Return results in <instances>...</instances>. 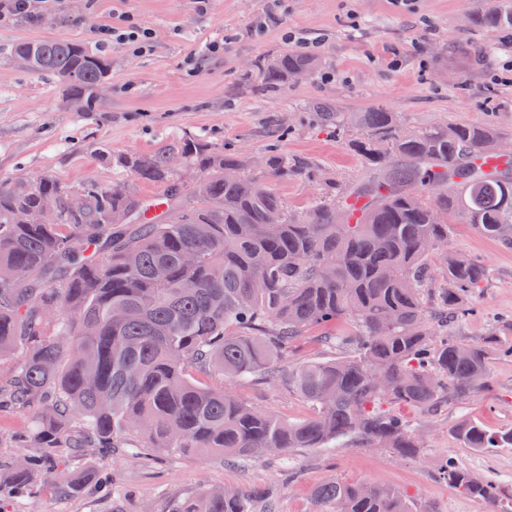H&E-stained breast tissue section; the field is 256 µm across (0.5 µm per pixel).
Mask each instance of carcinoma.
I'll use <instances>...</instances> for the list:
<instances>
[{
  "label": "carcinoma",
  "mask_w": 512,
  "mask_h": 512,
  "mask_svg": "<svg viewBox=\"0 0 512 512\" xmlns=\"http://www.w3.org/2000/svg\"><path fill=\"white\" fill-rule=\"evenodd\" d=\"M467 28L512 30V0H478ZM455 50L492 67L467 40ZM14 55L53 75L85 111L101 107L96 90L109 58L83 43L21 42ZM315 54L291 47L260 59L259 91L276 93L298 73H313ZM318 127L348 141L366 176L329 184L305 210L288 205L277 182L319 180V169L278 150L250 158L193 135L149 154L114 155L112 166L157 184L154 198L121 195L96 180L76 184L88 198L68 208L73 188L50 174L36 187L0 183V404L30 412L33 451L8 461L0 501L20 500L57 481L83 485L91 473L60 471L51 450L159 448L221 455L227 461L281 457L353 439L382 443L402 458L422 444L392 409L408 405L429 418L489 381V358H512V336L497 325L474 343L454 323L471 311V294L491 275L482 260L448 246L449 216L512 248V157L498 159L497 129L444 121L411 129L395 112H341L319 102ZM194 167L202 190L183 183L173 156ZM59 199L61 221L42 224V196ZM353 325L336 332V323ZM315 334L328 358L288 363L294 341ZM215 371L238 383L262 378L288 386L312 407L288 421L240 402L224 387H205L188 370ZM454 434L467 448H512V428L490 431L465 420ZM439 476L486 512L504 489L451 458ZM320 512H414L411 496L382 483L330 480L314 493ZM262 489L229 493L201 487L173 497L167 512H254Z\"/></svg>",
  "instance_id": "cac0c4a2"
}]
</instances>
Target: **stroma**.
<instances>
[{
    "instance_id": "obj_1",
    "label": "stroma",
    "mask_w": 512,
    "mask_h": 512,
    "mask_svg": "<svg viewBox=\"0 0 512 512\" xmlns=\"http://www.w3.org/2000/svg\"><path fill=\"white\" fill-rule=\"evenodd\" d=\"M210 0L207 11L194 0H47L40 21L21 15L0 18V183L29 174H50L66 184L94 179L109 185L121 174L97 154H146L192 134L217 147L260 155L279 150L318 166L325 178L352 182L365 174L359 155L345 140L320 129L309 110L319 100L343 112L379 107L424 128L448 119L493 124L512 142V81L493 83L486 72L435 48L462 38L493 47L496 63L512 60V39L462 25L473 0ZM133 14L155 32L143 56L122 46L106 50L112 61L109 91L100 111L70 105L57 80L20 68L11 58L17 43L44 38L93 45L96 28ZM320 40L323 69L289 83L275 97L257 95L256 60L285 50L282 27ZM233 34L218 58H205L196 76L182 68L186 55ZM450 247L485 261L491 277L472 296L474 312L455 326L458 338L484 337L497 319L512 317V249L478 233L463 218L452 221ZM488 386L449 405L434 420L413 407L400 414L421 429L422 455L399 458L344 442L300 450L286 460L234 464L193 454L170 455L156 448L92 455L94 482L63 494L59 485L40 486L8 512H165L168 500L201 485L267 488L275 512H315L322 483L384 482L407 491L416 512H484L433 470L447 456L480 476L512 486V449L485 454L463 447L453 434L461 421L491 429L512 427V359L492 356ZM244 403L299 421L312 413L296 393L259 381L233 388Z\"/></svg>"
}]
</instances>
